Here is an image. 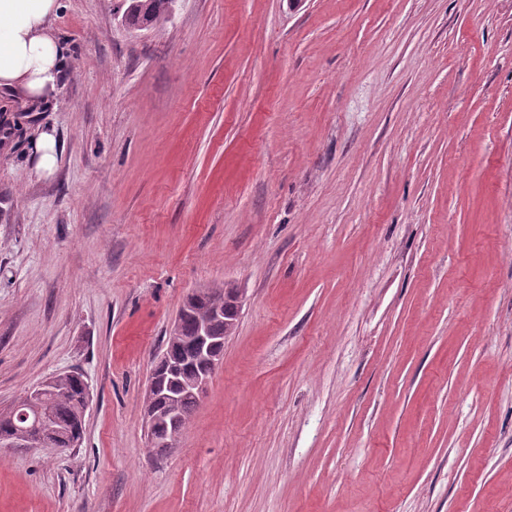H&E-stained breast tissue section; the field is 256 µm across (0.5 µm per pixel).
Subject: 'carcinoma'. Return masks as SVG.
I'll return each instance as SVG.
<instances>
[{
  "label": "carcinoma",
  "instance_id": "obj_1",
  "mask_svg": "<svg viewBox=\"0 0 512 512\" xmlns=\"http://www.w3.org/2000/svg\"><path fill=\"white\" fill-rule=\"evenodd\" d=\"M126 17L129 22L138 27H152L171 15L174 0H127ZM194 307L211 310L218 308L220 312L212 317L210 335L222 338L231 331L233 305L230 293L224 287L216 285L207 293L193 296ZM195 319L192 316L184 320L182 335L169 336L165 341L164 350L173 366V371L164 376L165 391L175 395L173 402L178 417L188 422L195 410L198 400L183 393L180 385L192 380L195 375L206 369V364L200 359L187 360V349L184 339L194 333ZM80 381L72 373H59L54 379L51 390L37 401L35 409L29 410L30 418L40 415L37 432L42 435L61 434L74 444H79L84 434V402L81 397ZM26 424L14 415L12 411H0V433L9 435L17 427Z\"/></svg>",
  "mask_w": 512,
  "mask_h": 512
}]
</instances>
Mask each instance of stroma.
<instances>
[{
    "instance_id": "35a3bbf8",
    "label": "stroma",
    "mask_w": 512,
    "mask_h": 512,
    "mask_svg": "<svg viewBox=\"0 0 512 512\" xmlns=\"http://www.w3.org/2000/svg\"><path fill=\"white\" fill-rule=\"evenodd\" d=\"M62 0L56 101L0 96V512H512V0ZM57 139L52 171L35 140ZM242 308L167 454L151 369L187 297ZM126 17L138 27H153L171 15L174 0H126ZM54 376L51 387V377H48L16 405L22 401L33 402L42 398L51 388L35 404L40 415L37 432L42 435L61 434L72 441L73 445H78L83 439L85 418L81 383L72 372ZM60 441L48 440L43 437L17 433L16 437H0L1 448H60Z\"/></svg>"
}]
</instances>
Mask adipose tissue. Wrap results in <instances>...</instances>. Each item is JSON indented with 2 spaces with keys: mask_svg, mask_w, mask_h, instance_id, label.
<instances>
[{
  "mask_svg": "<svg viewBox=\"0 0 512 512\" xmlns=\"http://www.w3.org/2000/svg\"><path fill=\"white\" fill-rule=\"evenodd\" d=\"M60 0H0V90L38 110L60 93L69 46L54 32Z\"/></svg>",
  "mask_w": 512,
  "mask_h": 512,
  "instance_id": "ef3b65f1",
  "label": "adipose tissue"
}]
</instances>
